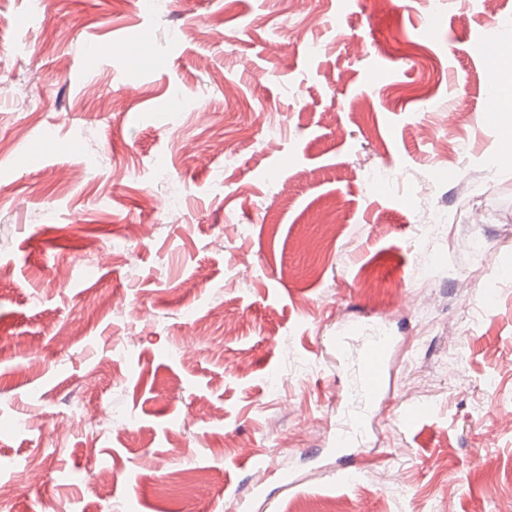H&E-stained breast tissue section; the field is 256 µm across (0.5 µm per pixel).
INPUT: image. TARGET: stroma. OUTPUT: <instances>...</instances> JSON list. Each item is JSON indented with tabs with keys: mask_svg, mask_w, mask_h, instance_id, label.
<instances>
[{
	"mask_svg": "<svg viewBox=\"0 0 512 512\" xmlns=\"http://www.w3.org/2000/svg\"><path fill=\"white\" fill-rule=\"evenodd\" d=\"M489 39L512 46V0H0V512H502L512 112L479 118ZM375 325L391 365L350 483L329 357ZM100 405L130 432L72 425Z\"/></svg>",
	"mask_w": 512,
	"mask_h": 512,
	"instance_id": "obj_1",
	"label": "stroma"
}]
</instances>
